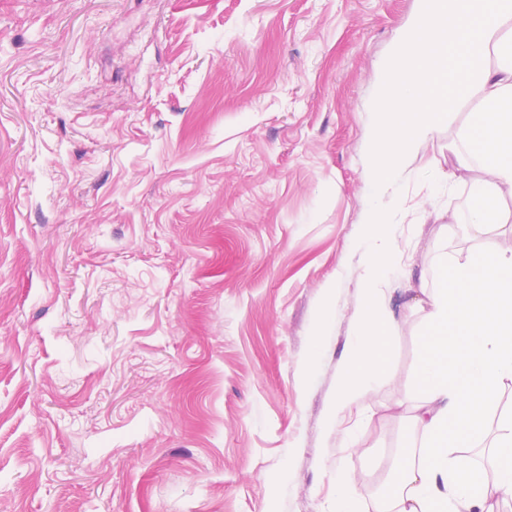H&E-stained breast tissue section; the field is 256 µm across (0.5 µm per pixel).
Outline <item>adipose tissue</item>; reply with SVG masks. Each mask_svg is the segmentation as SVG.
<instances>
[{
  "instance_id": "adipose-tissue-1",
  "label": "adipose tissue",
  "mask_w": 512,
  "mask_h": 512,
  "mask_svg": "<svg viewBox=\"0 0 512 512\" xmlns=\"http://www.w3.org/2000/svg\"><path fill=\"white\" fill-rule=\"evenodd\" d=\"M512 0H420L416 20L398 35L383 61V81L373 101L370 193L364 215L366 263L357 332L350 338L336 385L334 415L389 376L396 329L391 300L380 289L388 279L391 225L402 223L396 188L419 148L452 121L460 91L484 90V104L458 137L479 136L486 194L512 195ZM502 56L490 66L491 55ZM472 155H457L459 175ZM429 338L421 394L413 419L419 448L398 459L388 492L373 512H493L512 500V413L496 425L485 457L493 483L463 447L487 421V409L512 384V244L482 251L476 262L455 265L435 293L418 289Z\"/></svg>"
}]
</instances>
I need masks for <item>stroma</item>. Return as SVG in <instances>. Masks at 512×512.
<instances>
[{
	"instance_id": "35a3bbf8",
	"label": "stroma",
	"mask_w": 512,
	"mask_h": 512,
	"mask_svg": "<svg viewBox=\"0 0 512 512\" xmlns=\"http://www.w3.org/2000/svg\"><path fill=\"white\" fill-rule=\"evenodd\" d=\"M418 0H0V512L362 507L420 436L427 341L327 431L357 327L380 67ZM464 93L390 233L413 288L512 238L446 182ZM433 207L421 210L422 198ZM334 317L322 341L324 306Z\"/></svg>"
}]
</instances>
